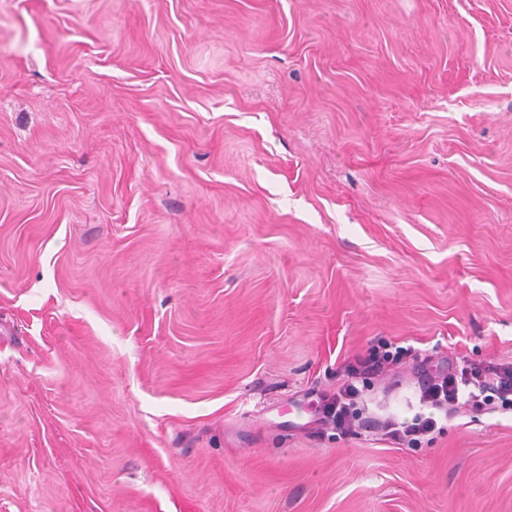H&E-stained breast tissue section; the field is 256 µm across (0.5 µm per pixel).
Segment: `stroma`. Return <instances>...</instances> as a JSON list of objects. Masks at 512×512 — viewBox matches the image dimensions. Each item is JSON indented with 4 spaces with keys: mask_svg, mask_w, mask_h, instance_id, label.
Returning a JSON list of instances; mask_svg holds the SVG:
<instances>
[{
    "mask_svg": "<svg viewBox=\"0 0 512 512\" xmlns=\"http://www.w3.org/2000/svg\"><path fill=\"white\" fill-rule=\"evenodd\" d=\"M512 0H0V512H512ZM410 348L397 346L392 349L371 351L357 360V366H352L347 372V380L336 390L332 396H325L318 407L319 418L322 425H332L342 437H351L358 434V429L365 426L361 418L362 412L357 408L365 380L370 376L378 375L385 365L398 364L411 356ZM361 381L362 389L357 384ZM420 402L443 412L459 405L482 410L486 406L502 411L512 410V365H476L462 367L459 371L430 373L423 370ZM437 427V420L434 417L422 418L421 416L415 417L412 423H397L393 420H388L384 424L385 434L395 443L407 445V447L416 446L421 439L428 434L435 431Z\"/></svg>",
    "mask_w": 512,
    "mask_h": 512,
    "instance_id": "stroma-1",
    "label": "stroma"
}]
</instances>
